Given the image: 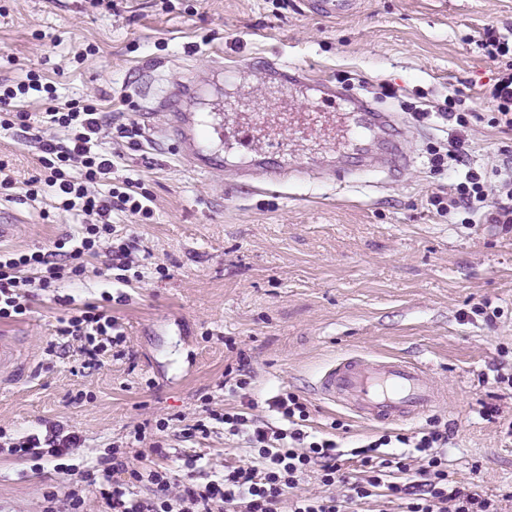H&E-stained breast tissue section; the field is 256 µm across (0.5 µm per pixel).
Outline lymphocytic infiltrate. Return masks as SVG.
<instances>
[{"mask_svg":"<svg viewBox=\"0 0 512 512\" xmlns=\"http://www.w3.org/2000/svg\"><path fill=\"white\" fill-rule=\"evenodd\" d=\"M483 47L488 58L500 64L486 92L492 107L490 123L512 130V43L489 29ZM32 91L40 93L43 111H11L13 100ZM457 103V98H448L440 113L460 129L448 141V156L465 166V179L447 196L432 197L431 204L451 216L480 212L487 223L512 224V180H504L499 194H492L482 172L471 166L462 134L469 118L458 111ZM16 127L41 151L40 170L25 183L26 197L34 201L52 193L58 209L72 217L77 229L51 251L0 250V322L26 316L35 295L79 279L86 270L85 258L102 251H109L114 269L131 271L133 244L113 243L112 217L144 221L153 216L147 195L137 190L138 180L126 177L113 183L116 163L101 147L103 117L93 100L60 101L55 86L28 71L25 80L0 89V128ZM61 322L60 335L79 341L87 365H98L110 351L124 355L126 337L117 320L99 305L69 309ZM267 405L274 421L256 416L255 402L244 400L221 411L206 409L202 419L180 429V437L191 441L209 436L220 425L250 451L249 462L225 464L202 484H175L162 438L170 423L164 419L157 421L151 435L145 427H135L132 436L141 445L137 466L117 448L91 467L65 463V456L80 442L74 433L29 434L13 443L11 451L53 458L58 474L78 476L81 483L94 487L110 512H356L361 504L381 496L400 501L401 512H498L492 499L451 485L443 453L448 428L439 420L410 433L370 437L346 453L332 434L311 426L308 405L299 395L281 392ZM347 454L358 464L355 473L343 470ZM312 473L329 489L343 485L344 493L301 494V482ZM141 486L149 487L150 495L138 494Z\"/></svg>","mask_w":512,"mask_h":512,"instance_id":"lymphocytic-infiltrate-1","label":"lymphocytic infiltrate"}]
</instances>
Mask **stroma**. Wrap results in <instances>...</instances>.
<instances>
[{"label":"stroma","instance_id":"obj_1","mask_svg":"<svg viewBox=\"0 0 512 512\" xmlns=\"http://www.w3.org/2000/svg\"><path fill=\"white\" fill-rule=\"evenodd\" d=\"M489 27L512 40V0H359L342 19L312 13L304 0H112L108 11L90 0H0V81L32 68L61 98H92L113 124L135 125L136 136L104 143L154 210L143 224L113 218L115 238L135 236V261L151 278L122 285L106 255L90 257L76 284L38 296L25 319L0 323L23 359L0 381V428L13 437L51 426L76 433L81 444L69 459L83 467L125 446L135 426L189 424L203 405L221 410L245 395L264 417L267 399L285 389L306 399L314 427L341 422L350 447L383 426L320 402L312 383L346 355L398 356L426 363L448 392L431 415L450 428L455 486L512 512V386L504 381L512 374V224H466L429 203L464 175L452 160L433 162L456 129L438 114L448 97L478 114L466 130L471 161L492 188L512 156V131L484 119L497 72L480 45ZM274 57L388 111L402 113L405 102L426 111L420 121L402 113L406 166L392 176L372 169L362 184L232 188L223 141L207 142L217 163L198 173L160 135L166 113L141 118L148 78L156 92L182 81L209 86L231 112L304 111L302 89L267 84L264 62ZM217 59L246 61L248 72L213 85ZM384 85L397 98L382 97ZM38 157L36 144L0 131V158L16 181L37 172ZM0 215L16 222L0 243L7 248H48L76 230L50 198L0 201ZM60 296L78 307L105 303L127 337L125 356L86 367L77 342L58 333ZM241 359L254 373L242 394L221 386ZM489 407L496 415L486 416ZM167 444L173 457L199 456L216 470L250 459L220 428ZM61 483L51 467L0 451L5 512H42L44 492Z\"/></svg>","mask_w":512,"mask_h":512}]
</instances>
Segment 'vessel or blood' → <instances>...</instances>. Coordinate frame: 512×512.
Here are the masks:
<instances>
[{
  "label": "vessel or blood",
  "mask_w": 512,
  "mask_h": 512,
  "mask_svg": "<svg viewBox=\"0 0 512 512\" xmlns=\"http://www.w3.org/2000/svg\"><path fill=\"white\" fill-rule=\"evenodd\" d=\"M357 3L358 0H308L314 13L335 18L351 14ZM265 71L280 86L305 87L314 93L309 111L279 113L280 123L294 133L303 135L311 127H321L346 140L352 157L362 163L369 159L368 144L372 136L380 132L385 136V150L379 158L381 169L393 171L406 160V130L395 113L365 96L337 88L335 82L306 74L301 68L280 60L266 61ZM175 101V95L168 93L157 98L154 107L170 113L171 121L164 132L176 137L180 156L197 171L211 168L210 159L197 146L198 139L226 133L237 148L251 151L249 160L234 170L239 180L283 186L313 173L331 183L355 182L361 177L359 166L344 162L311 168L289 157L284 148L275 156L251 150L249 136L260 124L258 113L240 112L230 119L223 105L218 104L209 112L189 119L174 112ZM314 391L324 401L349 410L365 422L397 425L416 423L445 397L424 365L399 357L341 359L320 374Z\"/></svg>",
  "instance_id": "obj_1"
}]
</instances>
